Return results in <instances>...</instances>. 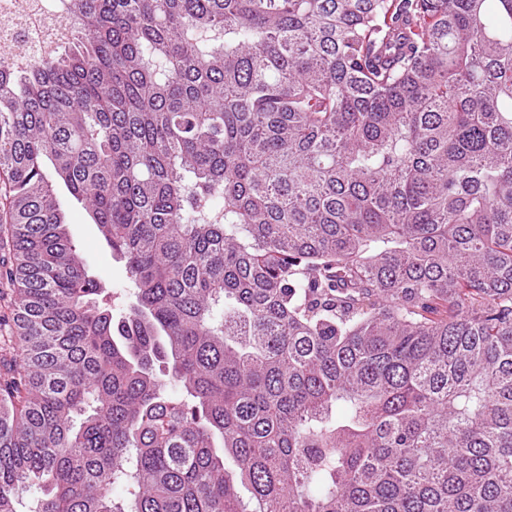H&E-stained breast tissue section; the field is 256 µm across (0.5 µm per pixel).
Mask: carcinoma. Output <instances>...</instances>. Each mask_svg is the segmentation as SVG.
<instances>
[{"label": "carcinoma", "instance_id": "obj_1", "mask_svg": "<svg viewBox=\"0 0 512 512\" xmlns=\"http://www.w3.org/2000/svg\"><path fill=\"white\" fill-rule=\"evenodd\" d=\"M74 8L0 57V512H512V0ZM59 195L73 239L87 259L89 274L104 288L99 301L111 305L118 320L134 301L125 263L106 246L83 205L63 188Z\"/></svg>", "mask_w": 512, "mask_h": 512}]
</instances>
